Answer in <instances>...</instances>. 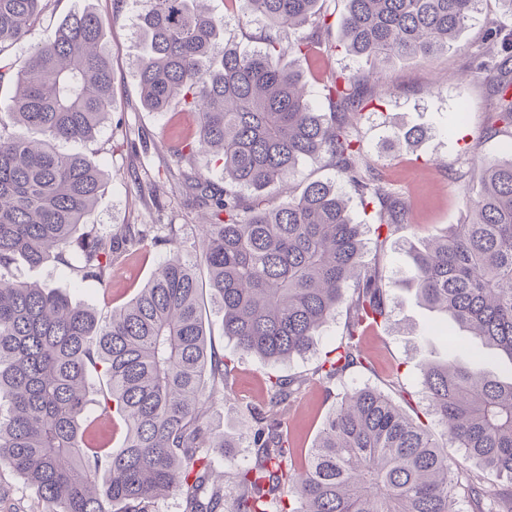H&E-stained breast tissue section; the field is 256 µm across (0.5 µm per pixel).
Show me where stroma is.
Segmentation results:
<instances>
[{"label":"stroma","mask_w":512,"mask_h":512,"mask_svg":"<svg viewBox=\"0 0 512 512\" xmlns=\"http://www.w3.org/2000/svg\"><path fill=\"white\" fill-rule=\"evenodd\" d=\"M206 6L222 23L219 44L243 51L263 48L266 21L253 18L238 23L226 0H207ZM83 8L91 9L105 22L102 41L114 73L112 118L94 139L64 143L60 149L82 154L104 171L103 192L87 219L99 235H115L130 224L138 229L150 227L151 234L138 250L116 259L101 284L81 280L71 267L53 261L34 268L20 262L13 272L24 280L65 291L103 321L152 279L169 253L164 243L169 231H176L184 260L194 262L200 219L188 208L186 190L176 174L181 171L193 178L202 176L220 185L224 182V162L210 153L176 162L173 146L192 137L195 131L192 112L180 101L165 112L144 108L137 77L141 46L134 24L140 0H48L29 43L15 46L11 58L23 57L29 44L50 40L65 16ZM493 27L512 44V14L503 11L498 0H483L476 20L448 50L430 58L403 57L385 63L379 81L367 89L368 102L357 124V134L365 147V164L374 169L383 184L405 198L409 218L380 253L375 250L373 231L364 232L367 257L377 258L383 277L392 285V317L386 326L361 336L365 367L351 373L347 382L391 395L396 392V384H403L412 395L413 409L418 411L423 408L419 395L421 356L427 354L438 360L451 353L445 336L436 329L440 316L400 286L411 272L408 248L443 236L452 225L467 223L466 202L476 198L481 189V160L512 155V127L495 123L496 101L479 72L482 50ZM413 126L425 131V139L413 150L397 149L394 133ZM313 181L333 183L341 189L347 186L327 159L305 158L286 185H272L265 195L275 206L284 200L286 190L298 194ZM345 320V308H338L335 320L317 336L313 351L273 366L257 357L241 355L234 340L224 334L221 314L214 305H207L205 325L211 345L217 356L235 365L231 397L216 399L211 406L210 429L240 436L247 427L249 407L266 395L269 372L303 376L307 383L289 410L285 426L291 447L300 455L307 452L336 402L335 395L312 383L310 377L325 352L341 342ZM453 354L462 364L482 361L491 377L512 379V362L493 354L478 339L465 338L463 347ZM0 512H54V506L16 472L0 467Z\"/></svg>","instance_id":"35a3bbf8"}]
</instances>
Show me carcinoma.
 <instances>
[{
  "instance_id": "carcinoma-1",
  "label": "carcinoma",
  "mask_w": 512,
  "mask_h": 512,
  "mask_svg": "<svg viewBox=\"0 0 512 512\" xmlns=\"http://www.w3.org/2000/svg\"><path fill=\"white\" fill-rule=\"evenodd\" d=\"M202 0H143L136 26L145 45L138 79L144 105L165 112L176 100L196 118L198 151L224 159V188L196 178L189 205L206 211L197 261L223 314L224 335L246 355L276 364L309 352L318 332L346 307V341L324 357L312 380L336 387L307 458L288 446L285 418L305 380L270 375L266 399L250 408L249 463L216 477L212 455L237 442L209 432L207 409L227 395L235 367L209 348L203 288L176 234L151 281L102 323L61 290L16 278L32 266L79 259L83 279L105 281L120 250L146 235L102 237L87 228L104 184L95 163L57 149L94 138L112 116L114 75L101 45L103 20L71 12L54 38L20 61L9 50L40 21L45 0H0V83L15 78L10 117L39 141L0 130V466L53 500L56 512H152L179 487L185 512H512V381L475 361L429 358L420 365L422 398L434 425L410 418L391 396L346 384L363 366L359 338L390 316L389 288L364 260L363 225L336 187L309 183L269 208L271 184L298 162L323 157L373 212L379 245L408 221L409 206L359 158L352 120L362 117L364 85L395 57H430L476 18L482 0H348L341 43L366 59L367 73L325 71L330 115L308 99L304 67L332 51V23L320 0H228L237 21L264 19L265 48L214 50L221 23ZM294 31L282 40L280 30ZM293 63L284 68L280 56ZM497 117L512 126V68L484 65ZM469 222L412 249L417 299L512 359V157L485 160ZM353 293H348V288ZM103 368L109 394L86 419L89 377ZM126 425L122 448L107 446L110 413ZM479 469L467 504L448 447ZM505 481L486 488L489 477Z\"/></svg>"
}]
</instances>
